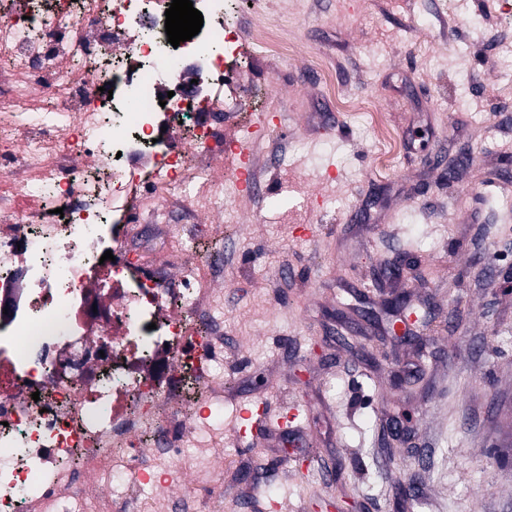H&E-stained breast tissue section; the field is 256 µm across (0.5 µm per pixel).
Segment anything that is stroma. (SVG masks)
Segmentation results:
<instances>
[{"label":"stroma","instance_id":"stroma-1","mask_svg":"<svg viewBox=\"0 0 512 512\" xmlns=\"http://www.w3.org/2000/svg\"><path fill=\"white\" fill-rule=\"evenodd\" d=\"M455 2L261 0L296 50L282 64L242 42L237 127L278 113L284 131L254 146L265 192L196 218L197 255L224 254L228 457L172 512H393L404 487L407 512H512V21L502 0ZM317 51L403 139L391 169L313 78ZM395 294L419 318L405 339ZM253 402L267 422L239 431ZM404 415L408 438L389 428Z\"/></svg>","mask_w":512,"mask_h":512}]
</instances>
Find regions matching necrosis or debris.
<instances>
[{"label":"necrosis or debris","instance_id":"4bbe7bcc","mask_svg":"<svg viewBox=\"0 0 512 512\" xmlns=\"http://www.w3.org/2000/svg\"><path fill=\"white\" fill-rule=\"evenodd\" d=\"M144 2L0 0V512H128L158 459L213 450L180 398L216 378L224 266L196 256L198 226L170 229L223 198L213 156L237 141L215 125L251 82L225 0H194L211 26L177 47L166 0ZM250 39L293 51L268 19ZM116 46L115 69L103 60ZM338 105L368 119L392 163L398 141L373 104ZM184 112L190 135L158 138L160 117ZM145 224L181 255L179 287Z\"/></svg>","mask_w":512,"mask_h":512}]
</instances>
